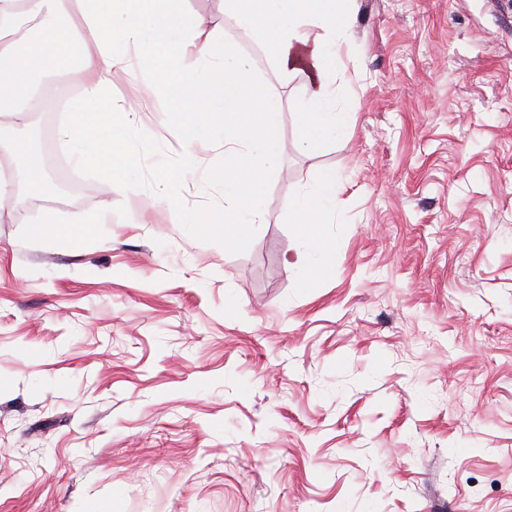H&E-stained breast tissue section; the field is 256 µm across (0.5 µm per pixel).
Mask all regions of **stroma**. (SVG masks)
Masks as SVG:
<instances>
[{
    "instance_id": "stroma-1",
    "label": "stroma",
    "mask_w": 512,
    "mask_h": 512,
    "mask_svg": "<svg viewBox=\"0 0 512 512\" xmlns=\"http://www.w3.org/2000/svg\"><path fill=\"white\" fill-rule=\"evenodd\" d=\"M183 7L282 102L276 168L237 176L262 220L226 241L224 149L170 134L157 76L112 73L138 188L47 159L68 113L10 129L52 187L0 216V512H512V0H355L350 127L308 148L303 78L227 0ZM188 153L194 231L154 191ZM327 169L335 212L300 222ZM38 230H31V235L36 238L54 236L66 239L69 242L77 243L80 238H84L92 232L90 227L74 229L58 225H37Z\"/></svg>"
}]
</instances>
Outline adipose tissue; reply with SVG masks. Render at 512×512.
Returning a JSON list of instances; mask_svg holds the SVG:
<instances>
[{
	"mask_svg": "<svg viewBox=\"0 0 512 512\" xmlns=\"http://www.w3.org/2000/svg\"><path fill=\"white\" fill-rule=\"evenodd\" d=\"M182 0H76L81 27L59 26L49 19L63 0H0V127L25 121L38 103L35 95L49 75L75 70L89 77L69 97V122L58 132L60 146L81 165L95 166L107 184L137 186L138 164L127 150L130 125L120 120L112 97V71L126 68L127 47L140 51L138 69L159 74L161 86L176 102L171 122L176 133H206L223 142L231 164L260 180L279 155L277 130L280 98H255L249 59L229 49L213 55L224 40L220 23L183 9ZM242 27L271 36L278 70L305 78L315 107L306 126L307 142L335 139L350 124V115L330 101L336 73L329 66L337 39L350 27L352 0H235ZM195 51L201 72L186 73L180 60ZM223 123H216V116ZM10 155L11 173L0 171V206L22 193L46 187L30 145L0 136V156ZM340 182L324 170L313 190L289 202L304 218L322 220L334 210ZM239 182L224 183V210L229 223L246 231L261 218V199L241 204Z\"/></svg>",
	"mask_w": 512,
	"mask_h": 512,
	"instance_id": "ef3b65f1",
	"label": "adipose tissue"
}]
</instances>
